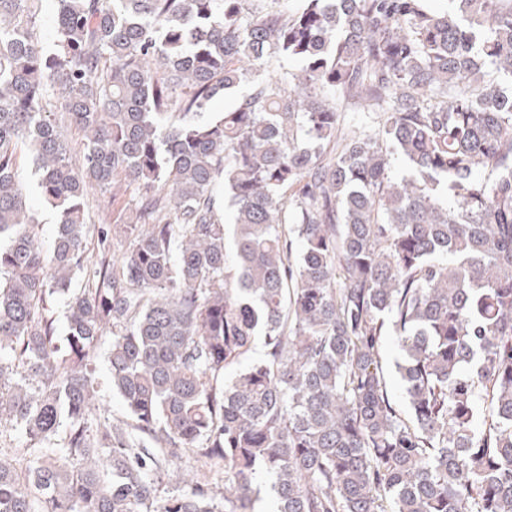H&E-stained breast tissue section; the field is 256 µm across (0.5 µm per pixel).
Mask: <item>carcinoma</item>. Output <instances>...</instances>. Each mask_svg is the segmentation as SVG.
Returning <instances> with one entry per match:
<instances>
[{"label": "carcinoma", "instance_id": "carcinoma-1", "mask_svg": "<svg viewBox=\"0 0 512 512\" xmlns=\"http://www.w3.org/2000/svg\"><path fill=\"white\" fill-rule=\"evenodd\" d=\"M249 2L56 0L49 45L43 0H0V422L31 455L0 452V512H260L263 479L273 512H512V0ZM274 54L299 68L264 75ZM117 182L136 202L112 190L89 254V190ZM108 325L130 422L93 429ZM185 453L224 505L155 504ZM21 178L28 185V206L39 222L41 242L48 246L52 243L56 232L55 210L47 204L35 188L28 159H23L20 167ZM397 356V346L394 337L385 336L381 345L382 366L386 374L390 397L397 409L405 416L407 414V406L395 368Z\"/></svg>", "mask_w": 512, "mask_h": 512}]
</instances>
